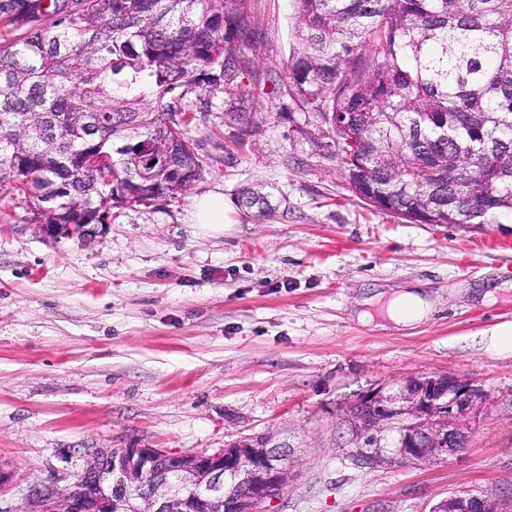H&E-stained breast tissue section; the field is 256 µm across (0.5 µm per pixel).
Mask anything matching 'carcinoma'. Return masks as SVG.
I'll return each instance as SVG.
<instances>
[{"label":"carcinoma","mask_w":512,"mask_h":512,"mask_svg":"<svg viewBox=\"0 0 512 512\" xmlns=\"http://www.w3.org/2000/svg\"><path fill=\"white\" fill-rule=\"evenodd\" d=\"M286 93L350 187L420 224L512 212V0H293ZM251 0H0V188L42 224L187 189L193 98L230 93ZM51 17L50 25L42 24Z\"/></svg>","instance_id":"carcinoma-1"}]
</instances>
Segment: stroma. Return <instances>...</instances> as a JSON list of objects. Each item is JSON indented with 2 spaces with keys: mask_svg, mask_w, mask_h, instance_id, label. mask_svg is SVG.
I'll list each match as a JSON object with an SVG mask.
<instances>
[{
  "mask_svg": "<svg viewBox=\"0 0 512 512\" xmlns=\"http://www.w3.org/2000/svg\"><path fill=\"white\" fill-rule=\"evenodd\" d=\"M250 21L248 69L193 113L207 164L185 192L110 209L82 240L46 235L0 189V457L14 466L0 512L35 485L72 488L89 448L213 454L270 430L297 477L266 512H430L457 490L512 491V213L418 224L359 198L315 113L280 91L293 0H252ZM209 192L232 209L218 231L189 221ZM412 286L434 302L427 320L357 319L364 294ZM438 370L488 396L468 449L355 469L337 424L353 395Z\"/></svg>",
  "mask_w": 512,
  "mask_h": 512,
  "instance_id": "obj_1",
  "label": "stroma"
}]
</instances>
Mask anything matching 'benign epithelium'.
Listing matches in <instances>:
<instances>
[{
	"mask_svg": "<svg viewBox=\"0 0 512 512\" xmlns=\"http://www.w3.org/2000/svg\"><path fill=\"white\" fill-rule=\"evenodd\" d=\"M487 395L448 370L378 382L353 396L356 416L342 415L340 447L350 464L374 471L421 467L469 446ZM291 445L280 431L245 435L214 454L173 453L130 443L88 448L78 483L96 494L65 493L44 484L16 512H263L295 477ZM431 512H512V495L488 488L448 495Z\"/></svg>",
	"mask_w": 512,
	"mask_h": 512,
	"instance_id": "benign-epithelium-1",
	"label": "benign epithelium"
}]
</instances>
